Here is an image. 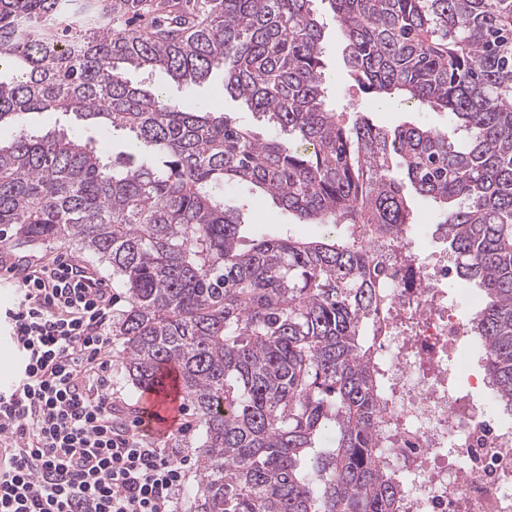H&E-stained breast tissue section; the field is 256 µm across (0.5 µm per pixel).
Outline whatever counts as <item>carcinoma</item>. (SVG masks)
<instances>
[{"label": "carcinoma", "mask_w": 512, "mask_h": 512, "mask_svg": "<svg viewBox=\"0 0 512 512\" xmlns=\"http://www.w3.org/2000/svg\"><path fill=\"white\" fill-rule=\"evenodd\" d=\"M314 0H0V124L72 114L135 150L111 160L78 132L0 145V226L112 269V319L134 391L169 368L192 411L188 512H396L378 461L385 386L369 320L386 268L353 239L241 235V183L299 224L412 223L404 182L440 205L466 327L487 348L489 408L512 414V0H328L352 81L448 111L387 133L326 106ZM224 76V95L279 130L260 138L210 104L134 85Z\"/></svg>", "instance_id": "cac0c4a2"}]
</instances>
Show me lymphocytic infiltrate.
Wrapping results in <instances>:
<instances>
[{"instance_id":"1","label":"lymphocytic infiltrate","mask_w":512,"mask_h":512,"mask_svg":"<svg viewBox=\"0 0 512 512\" xmlns=\"http://www.w3.org/2000/svg\"><path fill=\"white\" fill-rule=\"evenodd\" d=\"M14 285L0 328L25 362L0 390V512H181L185 464L113 398L111 285L58 255L22 265Z\"/></svg>"}]
</instances>
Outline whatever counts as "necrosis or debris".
<instances>
[{"mask_svg":"<svg viewBox=\"0 0 512 512\" xmlns=\"http://www.w3.org/2000/svg\"><path fill=\"white\" fill-rule=\"evenodd\" d=\"M416 231L405 224L389 239L370 224L352 229L388 266L374 350L390 443L380 458L404 482L398 512H512V420L489 415L485 395L449 390L461 375L478 385L484 346L448 297L447 254L416 248Z\"/></svg>","mask_w":512,"mask_h":512,"instance_id":"obj_1","label":"necrosis or debris"}]
</instances>
